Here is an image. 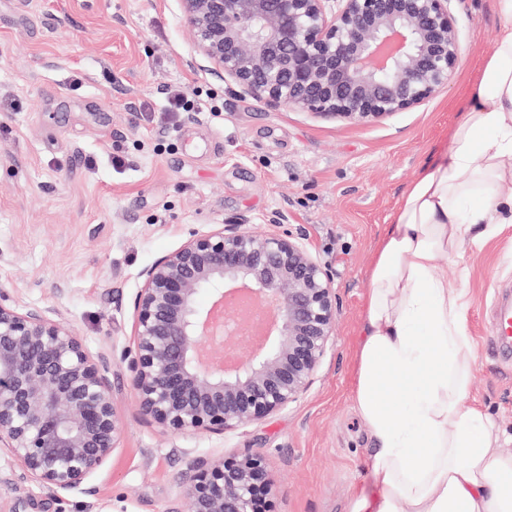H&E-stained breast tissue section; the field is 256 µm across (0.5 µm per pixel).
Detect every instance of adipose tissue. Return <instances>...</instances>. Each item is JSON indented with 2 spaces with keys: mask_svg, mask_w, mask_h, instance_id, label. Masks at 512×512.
I'll return each mask as SVG.
<instances>
[{
  "mask_svg": "<svg viewBox=\"0 0 512 512\" xmlns=\"http://www.w3.org/2000/svg\"><path fill=\"white\" fill-rule=\"evenodd\" d=\"M494 8L498 35L451 147L403 194L373 262L353 396L373 454L352 512H512V455L469 400L464 291L437 274L440 256L512 224V0Z\"/></svg>",
  "mask_w": 512,
  "mask_h": 512,
  "instance_id": "obj_1",
  "label": "adipose tissue"
}]
</instances>
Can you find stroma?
Returning <instances> with one entry per match:
<instances>
[{"label":"stroma","mask_w":512,"mask_h":512,"mask_svg":"<svg viewBox=\"0 0 512 512\" xmlns=\"http://www.w3.org/2000/svg\"><path fill=\"white\" fill-rule=\"evenodd\" d=\"M463 48L447 88L420 107L353 125L240 97L190 67L180 0H0V290L72 324L90 354L132 345L142 270L190 231L288 214L334 273V344L310 390L261 423L221 434L164 431L144 417L124 367L112 369L121 438L89 491L21 485L36 512H185V463L261 455L270 512H350L373 450L353 410L357 335L370 269L403 193L449 149L468 87L498 34L493 0H451ZM192 95L189 112L167 94ZM464 288L475 343L469 398L508 435L512 353L489 324L512 291V224L440 258Z\"/></svg>","instance_id":"35a3bbf8"}]
</instances>
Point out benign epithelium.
Returning <instances> with one entry per match:
<instances>
[{
	"label": "benign epithelium",
	"instance_id": "benign-epithelium-1",
	"mask_svg": "<svg viewBox=\"0 0 512 512\" xmlns=\"http://www.w3.org/2000/svg\"><path fill=\"white\" fill-rule=\"evenodd\" d=\"M449 0H181L199 54L242 96L350 124L420 106L461 59ZM276 212L195 230L141 273L133 346L140 412L165 429L222 433L262 422L313 385L336 325L328 265ZM208 290L212 303L199 295ZM245 344V361L225 363ZM68 323L0 291V447L52 495L83 490L121 435L109 374ZM263 458L187 463L188 512H267Z\"/></svg>",
	"mask_w": 512,
	"mask_h": 512
}]
</instances>
